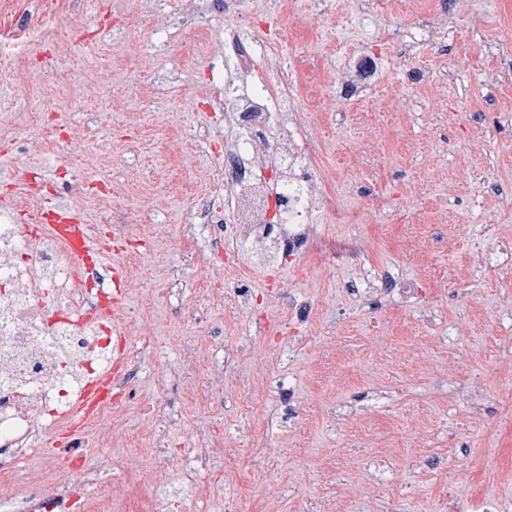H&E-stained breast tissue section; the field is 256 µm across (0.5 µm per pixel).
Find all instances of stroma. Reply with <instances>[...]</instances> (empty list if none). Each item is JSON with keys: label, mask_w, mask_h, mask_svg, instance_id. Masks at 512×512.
Returning a JSON list of instances; mask_svg holds the SVG:
<instances>
[{"label": "stroma", "mask_w": 512, "mask_h": 512, "mask_svg": "<svg viewBox=\"0 0 512 512\" xmlns=\"http://www.w3.org/2000/svg\"><path fill=\"white\" fill-rule=\"evenodd\" d=\"M76 5L87 25L73 44L58 43L61 0L23 46L22 83L0 82V128L47 110L73 129L54 153L0 138V165L110 181L112 204H71L96 238L108 217L140 251L118 318L135 393L111 429L85 426L76 492L111 481L112 512H125L134 462L142 493L177 512H224L229 495L240 512H446L447 493L512 512V284L482 233L492 220L512 236V0H327L317 15L298 2L278 56L229 63L223 15L194 21L206 0ZM298 54V110L348 219L319 213L311 252L271 267L244 252L210 287L194 213L224 205L198 188L233 134L224 84L265 92L279 58ZM385 275L426 292L368 306ZM242 277L253 304L231 290ZM273 278L286 290L269 300ZM306 308L302 341L256 336L255 315L282 325ZM427 308L438 326L423 324ZM47 443L31 434L17 486L54 480ZM161 443L206 463L189 475L179 457L159 464Z\"/></svg>", "instance_id": "obj_1"}]
</instances>
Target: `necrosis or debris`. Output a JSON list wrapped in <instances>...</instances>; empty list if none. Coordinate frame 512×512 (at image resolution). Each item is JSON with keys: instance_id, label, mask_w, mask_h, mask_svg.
<instances>
[{"instance_id": "1", "label": "necrosis or debris", "mask_w": 512, "mask_h": 512, "mask_svg": "<svg viewBox=\"0 0 512 512\" xmlns=\"http://www.w3.org/2000/svg\"><path fill=\"white\" fill-rule=\"evenodd\" d=\"M297 60L281 62V76L264 94L227 82L224 110L235 134L224 158L208 173L206 191L224 196L223 210H204L207 223L229 238L224 267H237L241 252L261 246L266 256L297 257L307 252L317 227L312 222V189L326 185L306 125L294 113L297 100L288 73ZM287 162L285 187L268 196L262 158ZM65 246L52 234L25 246L11 210L0 211V447L18 448L33 430L66 420L89 375L112 367V352L95 348L102 332L96 317L57 320L56 309L81 310L89 294L79 270L63 255ZM12 475L0 461V503L10 512H30L39 499L44 512H75L64 495L34 484L5 491Z\"/></svg>"}]
</instances>
